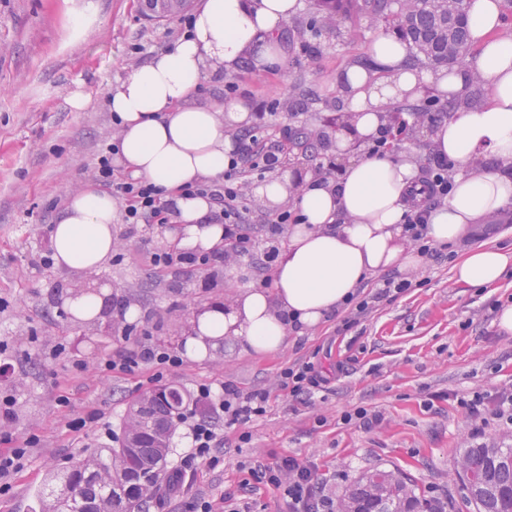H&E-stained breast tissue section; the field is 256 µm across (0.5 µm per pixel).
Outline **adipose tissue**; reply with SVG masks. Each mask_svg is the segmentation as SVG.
Returning <instances> with one entry per match:
<instances>
[{
    "instance_id": "ef3b65f1",
    "label": "adipose tissue",
    "mask_w": 512,
    "mask_h": 512,
    "mask_svg": "<svg viewBox=\"0 0 512 512\" xmlns=\"http://www.w3.org/2000/svg\"><path fill=\"white\" fill-rule=\"evenodd\" d=\"M297 7L298 0H202L181 38L108 91L119 126L114 162L171 203L175 228L169 240L178 248L223 249L224 227L211 220L215 204L193 188L223 181L234 148L230 133L252 121L241 99L220 110L190 101L213 71L231 73L246 62L261 71L282 65L279 37ZM504 13L505 0H471L475 52L454 69L411 67L404 44L387 33L371 46L379 71L353 67L341 79L354 122L336 141L340 156L353 140L378 135L386 106L418 98L422 85L451 101L447 117L428 136L434 154L459 169L448 198L430 212L426 235L435 245L465 244L473 224L512 206V39L501 35ZM476 79L487 98L464 106ZM417 177L407 152L389 151L350 161L334 183L288 173L261 185L258 194L268 210L291 201L300 214L299 223L288 227L273 285L242 286L228 304L198 315L185 342L188 355H206L224 337L236 338L244 354L278 352L288 333L322 325L370 276L417 270L421 255L402 231ZM116 211L105 188L88 184L69 194L50 228L56 267L81 274L110 261ZM465 246L452 267L457 284L490 288L512 268L510 249Z\"/></svg>"
}]
</instances>
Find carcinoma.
Masks as SVG:
<instances>
[{
    "label": "carcinoma",
    "mask_w": 512,
    "mask_h": 512,
    "mask_svg": "<svg viewBox=\"0 0 512 512\" xmlns=\"http://www.w3.org/2000/svg\"><path fill=\"white\" fill-rule=\"evenodd\" d=\"M318 2L330 17H345L357 5L406 42L418 67L465 62L468 24L447 14L443 0H415L398 12L392 0ZM190 402V394L176 386L140 397L127 410L119 447L97 448L73 465L41 501V512H148L160 493L171 438ZM458 468L477 512H512V448H466ZM336 512H443V507L417 495L395 473L376 469L350 486Z\"/></svg>",
    "instance_id": "1"
}]
</instances>
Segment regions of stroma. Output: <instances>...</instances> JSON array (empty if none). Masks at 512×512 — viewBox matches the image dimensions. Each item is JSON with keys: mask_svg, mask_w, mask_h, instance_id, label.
<instances>
[{"mask_svg": "<svg viewBox=\"0 0 512 512\" xmlns=\"http://www.w3.org/2000/svg\"><path fill=\"white\" fill-rule=\"evenodd\" d=\"M300 3L280 35L284 68L246 63L215 73L193 103L222 106L232 84L280 139L316 132L321 148L287 165L307 174L334 156L328 119L343 102L342 73L370 63L385 28L356 13L330 23L315 0ZM185 29L179 16L145 15L140 0H0V402L10 405L0 455L27 447L17 469L0 478V512H39L48 485L109 446L129 405L160 383L192 393L230 384L270 398L264 416L235 428L198 406L218 431L211 450L218 463L201 464L178 489L161 492L150 512H187L189 502L219 499L226 512H284L280 492L258 477L282 457L313 463L322 493L334 499L382 469L446 512H476L457 472L459 453L477 443L512 448V424L489 413L470 418L459 400L479 388L512 392V333L495 323L498 308L512 304V273L495 288L463 287L450 273L460 248L428 254L416 287L380 299L356 325L345 326L338 313L275 354H240L229 338L190 358L184 340L203 310L230 302L238 286L271 287L254 274L250 253L202 268H158L152 255L168 247L166 225L120 221L113 258L94 278L44 265L50 224L69 192L97 182L99 152L117 139L109 87ZM310 43L320 48L316 56L306 51ZM298 82L317 95L310 109L294 104ZM76 93L89 100L80 111L70 104ZM85 284L101 293V317L90 327L63 304ZM120 308L136 309L131 323L119 322ZM130 325L180 355L181 366L159 380L148 364L131 373L100 369L104 359L134 350ZM308 361L330 382L313 396H292L281 374ZM360 408L373 424L345 421Z\"/></svg>", "mask_w": 512, "mask_h": 512, "instance_id": "obj_1", "label": "stroma"}]
</instances>
